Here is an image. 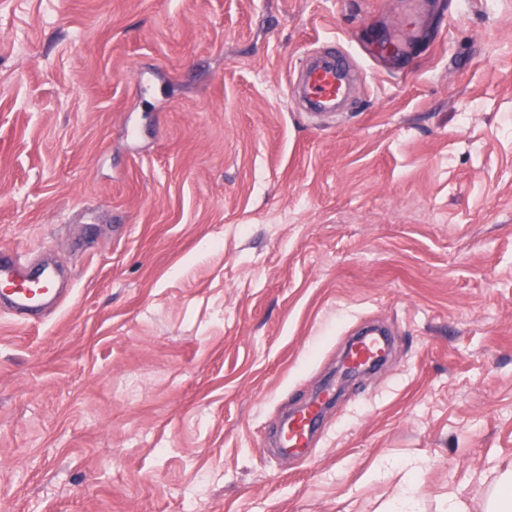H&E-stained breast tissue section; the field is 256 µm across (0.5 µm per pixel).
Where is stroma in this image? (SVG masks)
Instances as JSON below:
<instances>
[{
  "label": "stroma",
  "mask_w": 512,
  "mask_h": 512,
  "mask_svg": "<svg viewBox=\"0 0 512 512\" xmlns=\"http://www.w3.org/2000/svg\"><path fill=\"white\" fill-rule=\"evenodd\" d=\"M345 43L327 116L292 96ZM0 512H486L512 467V0H0ZM394 351L305 456L351 331ZM0 311L16 322L52 317L69 300L72 289L58 288L55 270L19 253L0 250ZM321 404V400H314L288 416L280 432V448L288 449V453H295L303 448H308L313 435L322 423L323 411Z\"/></svg>",
  "instance_id": "stroma-1"
}]
</instances>
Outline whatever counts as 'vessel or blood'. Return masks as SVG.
Segmentation results:
<instances>
[{
  "mask_svg": "<svg viewBox=\"0 0 512 512\" xmlns=\"http://www.w3.org/2000/svg\"><path fill=\"white\" fill-rule=\"evenodd\" d=\"M348 57V50L339 45L332 48L328 60L307 70L308 100L312 106L332 105L342 94ZM0 283L5 286L0 292V312L16 322L50 318L69 299L68 293L59 288L52 267L14 252L0 250ZM387 345L384 334L363 333L350 345L347 359L350 365L373 369L381 363ZM322 417L321 403L317 400L289 415L280 432V447L292 453L308 447L321 426Z\"/></svg>",
  "mask_w": 512,
  "mask_h": 512,
  "instance_id": "obj_1",
  "label": "vessel or blood"
}]
</instances>
